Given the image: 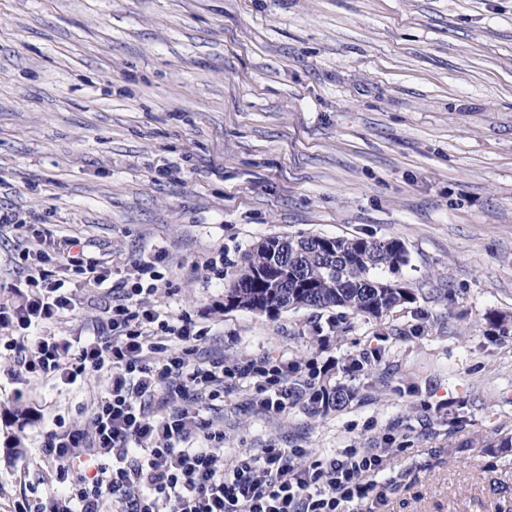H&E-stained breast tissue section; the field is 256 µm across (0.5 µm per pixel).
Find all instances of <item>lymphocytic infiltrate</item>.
<instances>
[{"mask_svg":"<svg viewBox=\"0 0 512 512\" xmlns=\"http://www.w3.org/2000/svg\"><path fill=\"white\" fill-rule=\"evenodd\" d=\"M41 265L24 279L20 303L0 304V324L27 330L72 312L67 272L79 273L89 287L104 291L105 322L80 343L37 336L30 343H8L22 374L58 378L105 373L108 384L91 412L90 428L48 432L43 449L57 463L64 490L41 501L38 512H346L364 507L371 486L363 477L379 471L381 448H342L327 455L307 448H264L239 453L228 467L217 464L222 431L201 412L181 409L204 387L225 377L259 378L260 404L284 412L293 390L291 368L263 357L239 369L223 362L196 365L202 331L189 321L141 306L162 279V252L134 262L135 277L113 280L78 239L56 247L41 237ZM177 352H169L168 342ZM169 406L155 414L153 403Z\"/></svg>","mask_w":512,"mask_h":512,"instance_id":"obj_1","label":"lymphocytic infiltrate"}]
</instances>
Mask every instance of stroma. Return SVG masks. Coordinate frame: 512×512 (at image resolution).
I'll use <instances>...</instances> for the list:
<instances>
[{
    "instance_id": "1",
    "label": "stroma",
    "mask_w": 512,
    "mask_h": 512,
    "mask_svg": "<svg viewBox=\"0 0 512 512\" xmlns=\"http://www.w3.org/2000/svg\"><path fill=\"white\" fill-rule=\"evenodd\" d=\"M0 209L80 239L205 333L197 362L270 355L353 399L272 415L257 379L203 414L223 463L263 448L389 451L371 512H512V0H0ZM400 240L414 295L380 317L224 305L272 236ZM0 228V302L26 265ZM223 255L217 270L203 263ZM41 330L88 336L98 293ZM104 381L27 380L0 355V512L57 485L48 431Z\"/></svg>"
}]
</instances>
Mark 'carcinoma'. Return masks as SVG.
I'll return each instance as SVG.
<instances>
[{
  "mask_svg": "<svg viewBox=\"0 0 512 512\" xmlns=\"http://www.w3.org/2000/svg\"><path fill=\"white\" fill-rule=\"evenodd\" d=\"M278 255L251 252L239 276L224 292L225 306L270 316L290 307H340L376 317L413 299L389 279L407 263L397 239L371 240L320 235L279 238ZM324 407H343L352 394L320 391Z\"/></svg>",
  "mask_w": 512,
  "mask_h": 512,
  "instance_id": "obj_1",
  "label": "carcinoma"
}]
</instances>
